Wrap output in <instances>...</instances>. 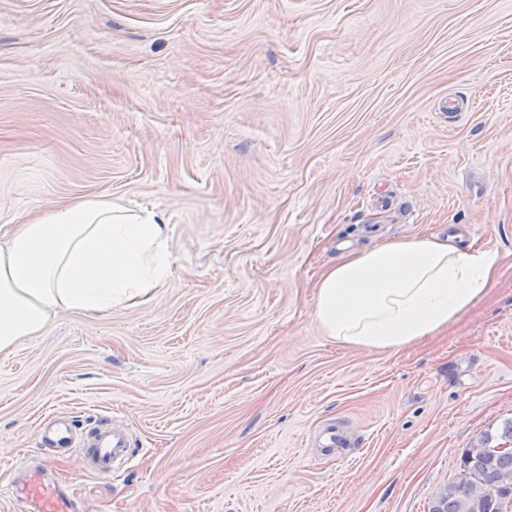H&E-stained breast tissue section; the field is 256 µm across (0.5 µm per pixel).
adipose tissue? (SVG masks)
<instances>
[{"mask_svg":"<svg viewBox=\"0 0 512 512\" xmlns=\"http://www.w3.org/2000/svg\"><path fill=\"white\" fill-rule=\"evenodd\" d=\"M169 225L160 212L103 198L59 205L15 225L0 244V352L39 335L61 311L99 313L146 302L171 280ZM492 250L434 237L344 253L316 283L325 335L400 350L437 335L486 294Z\"/></svg>","mask_w":512,"mask_h":512,"instance_id":"ef3b65f1","label":"adipose tissue"}]
</instances>
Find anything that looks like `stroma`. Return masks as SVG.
I'll use <instances>...</instances> for the list:
<instances>
[{
  "label": "stroma",
  "instance_id": "35a3bbf8",
  "mask_svg": "<svg viewBox=\"0 0 512 512\" xmlns=\"http://www.w3.org/2000/svg\"><path fill=\"white\" fill-rule=\"evenodd\" d=\"M89 197L165 216L171 282L0 354V512L34 470L76 512H428L512 418V0H0V234ZM452 224L501 257L473 308L325 336L341 242ZM54 413L132 460L41 446ZM85 448V456L99 472L103 473L113 470L117 460L125 464L132 457L127 437L117 431L115 426H108L107 419L97 428Z\"/></svg>",
  "mask_w": 512,
  "mask_h": 512
}]
</instances>
